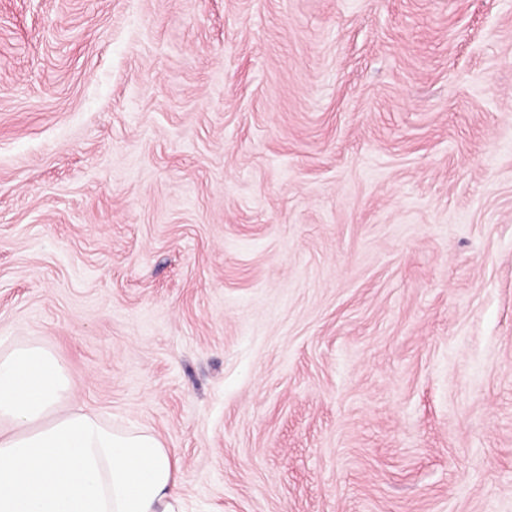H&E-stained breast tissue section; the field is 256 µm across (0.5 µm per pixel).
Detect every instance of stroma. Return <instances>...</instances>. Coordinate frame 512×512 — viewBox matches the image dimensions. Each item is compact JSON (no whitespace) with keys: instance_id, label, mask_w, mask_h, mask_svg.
Wrapping results in <instances>:
<instances>
[{"instance_id":"1","label":"stroma","mask_w":512,"mask_h":512,"mask_svg":"<svg viewBox=\"0 0 512 512\" xmlns=\"http://www.w3.org/2000/svg\"><path fill=\"white\" fill-rule=\"evenodd\" d=\"M189 512H512V0H0V345Z\"/></svg>"}]
</instances>
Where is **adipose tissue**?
<instances>
[{"instance_id":"ef3b65f1","label":"adipose tissue","mask_w":512,"mask_h":512,"mask_svg":"<svg viewBox=\"0 0 512 512\" xmlns=\"http://www.w3.org/2000/svg\"><path fill=\"white\" fill-rule=\"evenodd\" d=\"M70 398L51 350L0 349V512H185L179 461L157 434Z\"/></svg>"}]
</instances>
